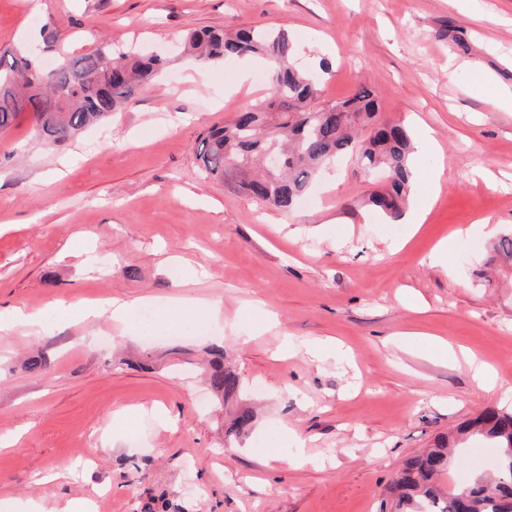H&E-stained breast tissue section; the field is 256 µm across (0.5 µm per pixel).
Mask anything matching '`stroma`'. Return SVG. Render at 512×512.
<instances>
[{"mask_svg":"<svg viewBox=\"0 0 512 512\" xmlns=\"http://www.w3.org/2000/svg\"><path fill=\"white\" fill-rule=\"evenodd\" d=\"M0 0V50L56 63L102 43H181L191 30L277 27L299 62H328L321 103L373 89L413 137L420 229L365 206L353 163L323 171L284 212L207 177L202 133L259 104L256 63L175 54L156 83L75 140L29 115L0 135V309L118 296L199 303L187 329L107 319L0 332V512L85 499L92 512H379L408 457L487 407L512 406V290L476 275L512 230V0ZM58 33L43 47L41 31ZM325 224L328 235L314 234ZM442 264L429 257L440 241ZM466 349L485 391L429 338ZM223 348L256 417L225 436L204 377ZM45 361L29 372V358ZM168 418L159 424L153 410ZM494 457L473 441L443 478ZM69 467L45 483L44 472Z\"/></svg>","mask_w":512,"mask_h":512,"instance_id":"stroma-1","label":"stroma"}]
</instances>
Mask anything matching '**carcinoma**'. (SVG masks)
Here are the masks:
<instances>
[{
	"label": "carcinoma",
	"mask_w": 512,
	"mask_h": 512,
	"mask_svg": "<svg viewBox=\"0 0 512 512\" xmlns=\"http://www.w3.org/2000/svg\"><path fill=\"white\" fill-rule=\"evenodd\" d=\"M184 50L201 62H234L256 58L274 62L267 72L270 95L260 105L238 112L227 125L210 127L196 157L207 176L229 177L236 186L275 208L292 211L323 168L349 154L367 177L387 174L385 188L370 203L390 221L399 220L407 201L413 141L402 125L381 118L377 95L361 86L345 100L320 105L321 73L295 60V45L283 29L240 30L228 35L204 29L185 36ZM0 55V133L29 113L35 135L49 144L73 140L88 126L105 121L130 103L138 91L155 81L167 58L131 45L116 52L106 44L91 53L70 57L46 73L30 56L5 62ZM283 154L276 171L263 169L270 149ZM487 266L512 279V232L490 249ZM210 390L224 405L242 391L238 375L224 363V352L209 361ZM254 414L240 407L225 435L248 431ZM460 441L475 438L500 451L496 474L477 478L463 488L444 489L448 473V439L407 459L385 490L393 512H505L512 499V411L489 408L456 428Z\"/></svg>",
	"instance_id": "carcinoma-1"
}]
</instances>
